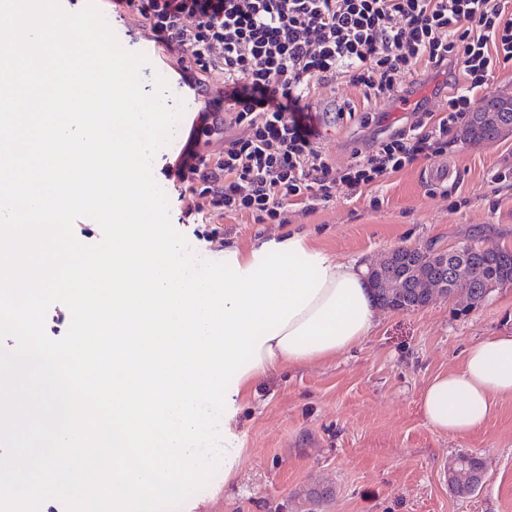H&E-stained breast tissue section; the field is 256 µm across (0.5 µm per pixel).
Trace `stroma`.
I'll use <instances>...</instances> for the list:
<instances>
[{"label":"stroma","mask_w":512,"mask_h":512,"mask_svg":"<svg viewBox=\"0 0 512 512\" xmlns=\"http://www.w3.org/2000/svg\"><path fill=\"white\" fill-rule=\"evenodd\" d=\"M372 136L337 124L323 148L342 167ZM168 156L167 149L157 152L153 177L168 197L173 227L202 255L244 251L290 233L366 265L399 246L474 240L512 248V189L490 181L495 171L512 170V136L455 140L447 154L418 161L363 193L338 189L316 212L289 207L284 224L225 220L223 241L213 243L182 225L178 193L161 173ZM504 331H512V285L462 314L445 298L418 311L378 310L371 336L352 350L258 380L239 403L232 430L224 428L223 408L207 405L213 464L157 512H192L196 500L210 497L215 512H298L304 492L317 483L333 489L317 512H512V399L497 400L490 419L464 436L434 431L420 409L431 377L460 369L468 346ZM228 448L242 451L230 481L220 464ZM461 452L487 467L482 489L464 498L443 478L445 464Z\"/></svg>","instance_id":"stroma-1"}]
</instances>
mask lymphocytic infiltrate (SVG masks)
I'll return each instance as SVG.
<instances>
[{
    "instance_id": "f902f5d3",
    "label": "lymphocytic infiltrate",
    "mask_w": 512,
    "mask_h": 512,
    "mask_svg": "<svg viewBox=\"0 0 512 512\" xmlns=\"http://www.w3.org/2000/svg\"><path fill=\"white\" fill-rule=\"evenodd\" d=\"M150 30L173 66L197 86L224 76L240 111L222 151H188L162 174L179 192L184 218L204 241L224 219L286 223L294 205L315 211L339 187L358 191L419 160L447 154L448 135L471 111L497 67L512 64V0H112ZM459 74L440 114L374 138L336 168L304 115L326 83L348 79L358 98L338 121L376 123L373 102L399 98L406 76Z\"/></svg>"
}]
</instances>
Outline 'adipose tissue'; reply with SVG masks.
<instances>
[{"label":"adipose tissue","instance_id":"ef3b65f1","mask_svg":"<svg viewBox=\"0 0 512 512\" xmlns=\"http://www.w3.org/2000/svg\"><path fill=\"white\" fill-rule=\"evenodd\" d=\"M158 124L149 112L112 115V152L125 157L133 184L112 194V232L133 248L113 252L112 285L99 290L98 310L119 325L121 351L108 368L90 360L89 344L60 351L95 382L96 412L112 410V484L139 512H154L209 466L199 446L209 425L192 392L220 398L232 422L238 399L260 377L343 354L375 325L364 267L303 236L225 252L223 270L201 276L179 264L181 242L161 225L130 223L152 187L138 176V143L127 134ZM503 398H512V333L468 347L460 370L430 379L420 407L434 430L463 436Z\"/></svg>","mask_w":512,"mask_h":512}]
</instances>
